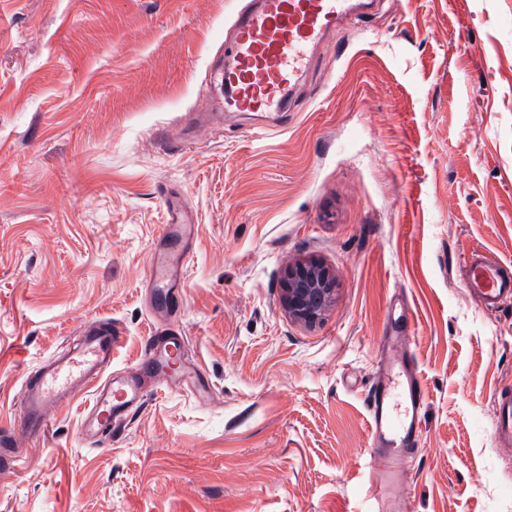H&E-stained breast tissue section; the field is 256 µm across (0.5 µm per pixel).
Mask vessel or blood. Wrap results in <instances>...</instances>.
<instances>
[{
	"instance_id": "1",
	"label": "vessel or blood",
	"mask_w": 512,
	"mask_h": 512,
	"mask_svg": "<svg viewBox=\"0 0 512 512\" xmlns=\"http://www.w3.org/2000/svg\"><path fill=\"white\" fill-rule=\"evenodd\" d=\"M372 0H253L238 11L228 62L217 71L224 86V105L242 112H280L292 102L298 74L312 65L328 36L344 22L360 15ZM180 211L169 213L160 236L169 243L190 235ZM181 257L161 253L152 260L151 281L161 298L178 293ZM468 293L488 311L512 303V265L501 263L486 250L473 248L462 277ZM412 327L407 319H394L387 337L398 353L380 357L368 396L371 454L375 464L372 490L385 512H410L396 486L404 476L408 456L421 436L425 396L414 355L407 352ZM119 339L111 326L86 330L80 344L63 355L44 361L29 373L19 398V414L11 427L0 430V474L9 475L20 464L15 436L38 439L45 435L53 411L69 406L81 392L92 402L81 424V435L91 445L109 441L129 412L139 407L146 384L182 360L183 339L156 334L145 344L146 361L123 376H113L112 355ZM495 423L492 442L512 445V395L493 400Z\"/></svg>"
}]
</instances>
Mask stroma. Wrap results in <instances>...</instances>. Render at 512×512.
I'll return each mask as SVG.
<instances>
[{
  "instance_id": "stroma-1",
  "label": "stroma",
  "mask_w": 512,
  "mask_h": 512,
  "mask_svg": "<svg viewBox=\"0 0 512 512\" xmlns=\"http://www.w3.org/2000/svg\"><path fill=\"white\" fill-rule=\"evenodd\" d=\"M248 0H0V423L43 360L110 322L129 371L176 332L210 390L148 387L89 446V394L19 437L0 512H379L366 397L393 303L427 404L400 494L411 512H512V304L461 283L512 264V0H380L320 50L295 111L213 112ZM197 226L183 299L148 289L170 205ZM315 259L336 299L281 304ZM462 280L468 293L487 311L512 303V265L501 263L480 247L470 251ZM335 276L321 263L289 265L282 280L281 304L293 319L305 324L320 321L335 299ZM495 423L492 431V443L496 447L512 445V395L497 394L493 400Z\"/></svg>"
}]
</instances>
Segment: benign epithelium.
Masks as SVG:
<instances>
[{"mask_svg":"<svg viewBox=\"0 0 512 512\" xmlns=\"http://www.w3.org/2000/svg\"><path fill=\"white\" fill-rule=\"evenodd\" d=\"M335 293V276L318 262H297L284 272L281 304L297 321H320L332 305Z\"/></svg>","mask_w":512,"mask_h":512,"instance_id":"1","label":"benign epithelium"}]
</instances>
